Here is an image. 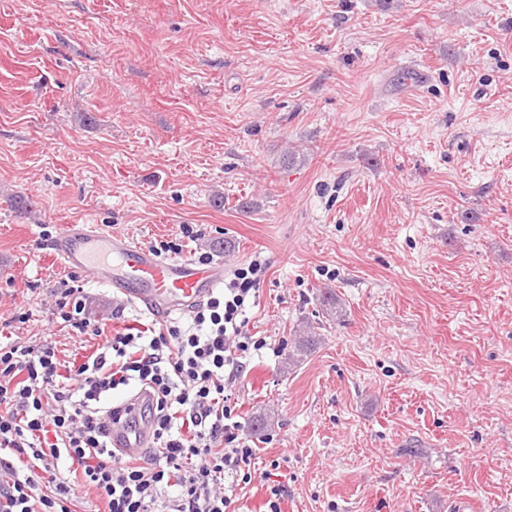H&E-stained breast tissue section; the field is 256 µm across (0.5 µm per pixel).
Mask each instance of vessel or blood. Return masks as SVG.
<instances>
[{
	"instance_id": "b4317fda",
	"label": "vessel or blood",
	"mask_w": 512,
	"mask_h": 512,
	"mask_svg": "<svg viewBox=\"0 0 512 512\" xmlns=\"http://www.w3.org/2000/svg\"><path fill=\"white\" fill-rule=\"evenodd\" d=\"M48 256L111 288L126 302L162 318L192 312L224 282L223 262L202 265L188 257L165 259L112 236L99 224L62 225L49 246ZM125 405L131 410L130 416L108 426L111 447L123 451L148 447L152 428L142 417L143 395L126 400Z\"/></svg>"
}]
</instances>
